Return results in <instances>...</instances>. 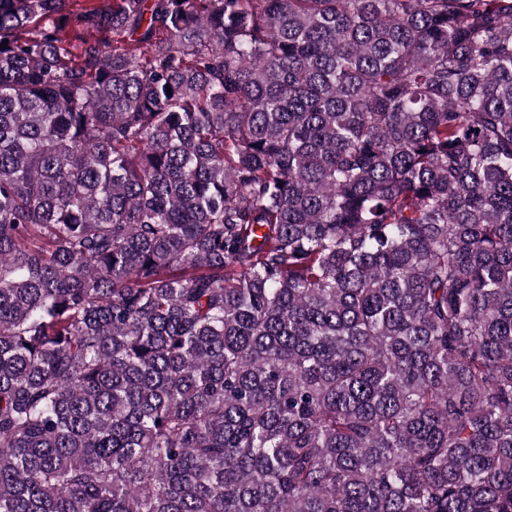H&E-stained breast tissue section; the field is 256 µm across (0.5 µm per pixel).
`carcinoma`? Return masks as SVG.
Here are the masks:
<instances>
[{
  "instance_id": "carcinoma-1",
  "label": "carcinoma",
  "mask_w": 512,
  "mask_h": 512,
  "mask_svg": "<svg viewBox=\"0 0 512 512\" xmlns=\"http://www.w3.org/2000/svg\"><path fill=\"white\" fill-rule=\"evenodd\" d=\"M80 2L0 0V512H512V0Z\"/></svg>"
}]
</instances>
